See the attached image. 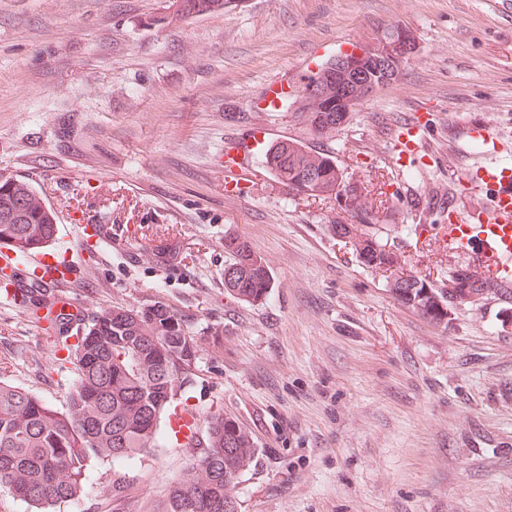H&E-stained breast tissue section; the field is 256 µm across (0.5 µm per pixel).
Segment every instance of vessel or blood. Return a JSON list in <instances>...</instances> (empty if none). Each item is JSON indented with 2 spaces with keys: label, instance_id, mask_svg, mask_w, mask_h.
I'll use <instances>...</instances> for the list:
<instances>
[{
  "label": "vessel or blood",
  "instance_id": "1",
  "mask_svg": "<svg viewBox=\"0 0 512 512\" xmlns=\"http://www.w3.org/2000/svg\"><path fill=\"white\" fill-rule=\"evenodd\" d=\"M429 123L426 114L399 127L392 139L391 163L407 167L412 159L425 156L424 129ZM469 145L474 146V162L462 177L463 185L484 190L489 205L467 213L466 217L449 224V245L452 251L480 271L494 278L512 282V165L505 163L506 148L499 133L489 124L475 123L464 131ZM31 258L42 272L46 285L66 287L78 274L76 263L62 257L46 261L43 252ZM196 415L193 411L174 410L171 429L176 440L191 445L195 442Z\"/></svg>",
  "mask_w": 512,
  "mask_h": 512
}]
</instances>
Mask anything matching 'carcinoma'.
I'll use <instances>...</instances> for the list:
<instances>
[{
  "instance_id": "1",
  "label": "carcinoma",
  "mask_w": 512,
  "mask_h": 512,
  "mask_svg": "<svg viewBox=\"0 0 512 512\" xmlns=\"http://www.w3.org/2000/svg\"><path fill=\"white\" fill-rule=\"evenodd\" d=\"M232 0H172L169 17L181 21L224 12ZM400 43L413 51L414 37L407 29L385 28L371 42H360L354 80L347 71L324 63L310 77L312 90L282 98L283 110L292 113L309 131L328 135L346 126L348 113L336 109L341 96L357 104L370 96L378 62ZM263 166L274 180L298 193L351 204L344 211L360 232L348 244L365 266L383 271L403 268L393 249L371 248L373 235L365 227L377 220L376 199L363 182L349 177L330 151L315 150L304 142L285 138L264 153ZM58 217L30 182L0 175V246L11 248L18 260L45 248L57 231ZM229 263L224 267L226 293L244 303L266 300L273 288L271 271L238 236L224 237ZM388 291L402 306L436 327L448 328L455 295L464 293L474 305L498 294L512 295L505 285L478 270H470L467 287L453 277L440 287L399 278ZM48 289L34 280L25 287L21 302L33 312L46 309L44 319L58 335L75 338L63 345L74 366L75 380L67 405L60 412L33 393L0 380V493L25 501L34 512H49L57 503L74 500L84 490L85 469L95 460L132 459L155 447L163 415L172 410L176 393L192 382L198 340L179 311L156 301L140 308L114 306L92 321L60 307ZM253 437L237 420L222 414L208 427V450L174 482L166 512H237L235 480L253 461ZM231 504L229 511L224 505Z\"/></svg>"
}]
</instances>
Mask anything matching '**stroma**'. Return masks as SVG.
Returning a JSON list of instances; mask_svg holds the SVG:
<instances>
[{"label": "stroma", "mask_w": 512, "mask_h": 512, "mask_svg": "<svg viewBox=\"0 0 512 512\" xmlns=\"http://www.w3.org/2000/svg\"><path fill=\"white\" fill-rule=\"evenodd\" d=\"M170 0H0V174L30 180L56 211L54 256L80 247L67 295L92 318L162 301L199 339L179 392L197 443L161 420L155 448L92 462L83 494L51 512H160L223 413L257 453L238 512H512V326L490 299L432 326L327 230L338 206L295 193L265 147L305 138L389 202L372 231L434 285L460 259L449 215L480 196L463 127L512 145V8L485 0H232L178 24ZM409 29L401 80L335 136L267 107L320 64L385 27ZM431 115V154L397 170L394 127ZM111 245L83 249L86 227ZM245 238L273 274L270 297L224 291V238ZM223 329L212 340L213 329ZM46 320L0 300V379L64 410L74 381Z\"/></svg>", "instance_id": "1"}]
</instances>
